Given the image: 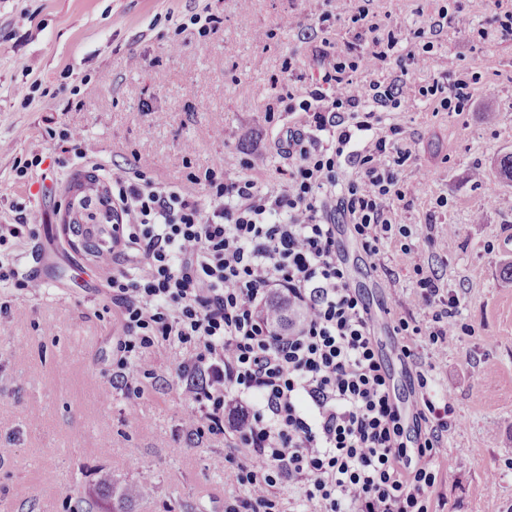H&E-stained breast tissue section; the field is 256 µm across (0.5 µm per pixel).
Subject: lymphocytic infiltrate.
I'll return each mask as SVG.
<instances>
[{
  "mask_svg": "<svg viewBox=\"0 0 512 512\" xmlns=\"http://www.w3.org/2000/svg\"><path fill=\"white\" fill-rule=\"evenodd\" d=\"M367 30L365 47L325 46L303 93L283 85L278 104L302 115L276 143L289 160L284 188L254 178L261 155L246 161V175L211 168L182 186L158 185L142 170L110 176L122 221L99 265L122 324L112 379L143 372L139 356L156 345L182 349L185 424L196 439L231 440L224 512H282L284 490L292 512H431L436 463L456 420L451 387L416 348L447 352L463 330L461 302L415 266L424 318L389 317L408 365L407 395L398 397L338 239L348 229L380 264L393 231L388 205L406 197L401 127H388L371 150L353 147L357 132L404 101L401 78L355 80L398 43L379 24ZM418 93L460 112L471 86L438 76ZM347 161L356 175H346ZM276 296L296 315L285 330L266 314Z\"/></svg>",
  "mask_w": 512,
  "mask_h": 512,
  "instance_id": "1",
  "label": "lymphocytic infiltrate"
}]
</instances>
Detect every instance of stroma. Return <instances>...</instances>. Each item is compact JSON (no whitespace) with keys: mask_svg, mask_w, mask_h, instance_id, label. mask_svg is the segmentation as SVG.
Wrapping results in <instances>:
<instances>
[{"mask_svg":"<svg viewBox=\"0 0 512 512\" xmlns=\"http://www.w3.org/2000/svg\"><path fill=\"white\" fill-rule=\"evenodd\" d=\"M344 4L330 19L327 0H0V224L12 223L13 206L25 207L31 222L15 262L32 274L34 256L46 251L56 264L51 285H0V512H83L104 472L116 492L148 482L129 512H224L229 490L228 440L188 441L177 351L146 353L156 377L134 376L141 398L109 383L121 330L103 288L108 274L68 244L57 210L88 168L59 178L52 160L60 141L50 129L78 133L89 162L110 170L149 160L148 176L162 185L216 166L235 177L244 158L262 153L261 182L284 188L278 131L299 117L283 112L276 124L267 121L283 65L292 63L293 86L306 88L318 77L324 43H355L361 29L351 17L361 9L394 29L398 44L388 62L357 80L403 76L406 100L358 133L356 147L368 149L385 128L401 126L412 158L398 170L406 197L391 205V222L438 235L459 227L444 252L422 246L407 254L399 238L385 244L383 261L404 291L399 312L417 309L419 264L459 296L461 318L474 329L447 354L419 350L452 386L457 420L436 465L431 507L512 512V282L503 275L512 263V182L497 164L512 155V37L501 36L493 0ZM207 6L221 24L202 37L189 20ZM443 7L450 20L432 52L408 58L415 32ZM291 18L309 24V34L289 27ZM133 55L143 57L141 67H130ZM102 71L111 83H98ZM435 76L476 77L464 111L419 96ZM490 111L496 124L485 120ZM343 245L352 286L387 303L380 271L354 240Z\"/></svg>","mask_w":512,"mask_h":512,"instance_id":"35a3bbf8","label":"stroma"}]
</instances>
